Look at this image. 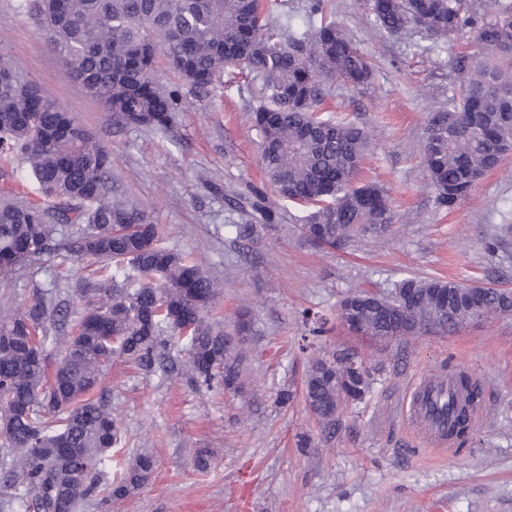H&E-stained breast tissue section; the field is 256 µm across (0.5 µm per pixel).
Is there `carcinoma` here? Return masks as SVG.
I'll return each mask as SVG.
<instances>
[{"mask_svg":"<svg viewBox=\"0 0 512 512\" xmlns=\"http://www.w3.org/2000/svg\"><path fill=\"white\" fill-rule=\"evenodd\" d=\"M368 2L374 25L390 36L474 33L477 51L456 58L463 80L426 128L423 165L438 207L452 208L475 190L473 175L493 170L512 150V0H498L493 19L481 23L470 0ZM27 8L86 95L122 126L172 129L175 99L155 79L161 58L201 91L235 70L249 77L264 176L279 199L310 208L300 232L311 245L344 249L394 224L388 190L354 183L369 130L320 115L326 80L338 77L357 91L373 80V66L336 22L323 18L298 35L291 17L270 19L260 0H33ZM16 159L26 176L11 167ZM111 169L110 153L74 116L0 62V281L62 251L94 260L102 272L82 311L72 315L56 295L38 292L0 324V436L20 453L0 494L13 499L25 488L33 512H76L102 491L123 498L152 475L148 455L120 465L126 436L101 388L115 358L147 373L175 372L166 364L175 342L188 356L189 387L239 388L234 338L208 318L215 282L190 256L163 245L146 211L112 200ZM245 197L254 223L229 225L243 245L256 225L281 221L265 186L247 185ZM508 312L512 291L410 276L389 294L344 296L338 316L351 332L387 343ZM302 319L303 341L312 346L326 319L308 311ZM66 327L64 355L51 372L45 344ZM448 379L440 412L450 416L448 438L464 444L479 383L464 371ZM372 384L373 368L355 354L324 352L309 363L304 397L333 428L340 409L362 401ZM55 448L76 449L81 463L59 459ZM107 463L119 474L103 485L97 472Z\"/></svg>","mask_w":512,"mask_h":512,"instance_id":"1","label":"carcinoma"}]
</instances>
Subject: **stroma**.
Here are the masks:
<instances>
[{"label": "stroma", "instance_id": "1", "mask_svg": "<svg viewBox=\"0 0 512 512\" xmlns=\"http://www.w3.org/2000/svg\"><path fill=\"white\" fill-rule=\"evenodd\" d=\"M334 17L372 61L374 81L357 91L326 83V116H349L372 140L358 179L384 184L395 222L380 238L346 250L316 249L298 228L305 208L283 204L281 222L242 249L228 227L251 219L231 197L260 184L254 104L248 80L224 75L198 92L168 67L159 83L178 98L177 136L112 122L51 50L20 0H0V58L72 113L112 158V192L148 210L164 245L190 254L219 290L211 318L234 334L248 314L253 334L238 350L242 387L195 391L181 379L144 374L117 360L102 386L127 439L123 462L147 452V484L117 500L95 495L80 512H512V313L467 321L382 346L351 335L336 317L340 300L362 289L391 291L402 278H441L512 291V156L487 173L467 199L444 210L423 165L430 113L460 83L455 59L472 38L421 33L390 37L373 25L365 0H327ZM502 239L488 249L490 239ZM92 266L61 257L0 285V322L24 309L35 289L62 288L81 311ZM328 319L322 350L346 349L381 365L365 402L324 431L302 396L313 350L300 349L303 311ZM468 372L483 388L464 447H431L424 427L402 413L418 380L442 366ZM295 398L279 407V390ZM308 447H299L300 438ZM213 452L207 470L197 449Z\"/></svg>", "mask_w": 512, "mask_h": 512}]
</instances>
